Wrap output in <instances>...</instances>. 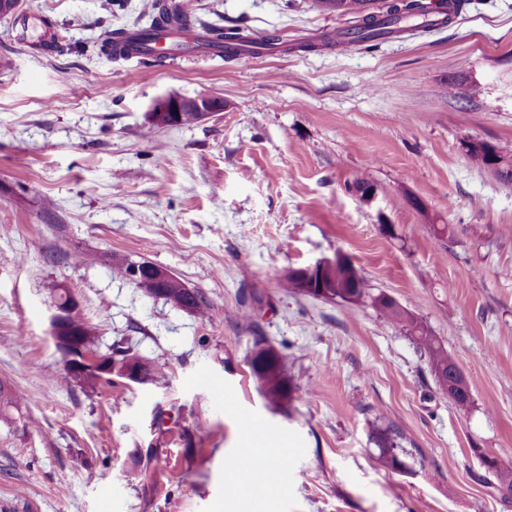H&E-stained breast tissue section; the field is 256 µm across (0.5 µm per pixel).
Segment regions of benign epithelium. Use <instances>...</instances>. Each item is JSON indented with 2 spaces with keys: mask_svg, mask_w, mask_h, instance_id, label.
Wrapping results in <instances>:
<instances>
[{
  "mask_svg": "<svg viewBox=\"0 0 512 512\" xmlns=\"http://www.w3.org/2000/svg\"><path fill=\"white\" fill-rule=\"evenodd\" d=\"M216 105L217 99L210 95L183 97L167 94L153 101L147 119L157 128H167L174 126L175 120L183 112L191 111L196 114L198 120L203 121L212 114ZM339 265L349 266V260L340 252L331 258H320L305 267L291 269L289 274L298 278L305 287L313 288L316 284L323 282L325 276ZM144 272L154 278L157 284L156 296L159 298L166 296L168 283L174 273L153 263L144 266L139 261H132L129 265V281L138 282ZM78 310L79 303L74 298L65 306L54 302L50 316V335L71 377L79 379L95 370L105 379L117 375L131 382L143 380L139 369L121 364L116 359L102 354L99 349L93 348L90 343L84 341L83 337L77 335L75 329L79 325ZM442 383L450 400L467 392L466 378L456 364L448 369V375L442 378Z\"/></svg>",
  "mask_w": 512,
  "mask_h": 512,
  "instance_id": "benign-epithelium-1",
  "label": "benign epithelium"
}]
</instances>
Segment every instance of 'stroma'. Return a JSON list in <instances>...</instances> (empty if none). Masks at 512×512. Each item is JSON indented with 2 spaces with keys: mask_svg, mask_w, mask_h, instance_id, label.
<instances>
[{
  "mask_svg": "<svg viewBox=\"0 0 512 512\" xmlns=\"http://www.w3.org/2000/svg\"><path fill=\"white\" fill-rule=\"evenodd\" d=\"M194 3L275 48L152 66L97 49L148 0H21L70 46L35 56L0 16L13 61L0 71V381L22 396L0 416V512H512L482 462L512 456V182L462 148L479 139L512 157V0H476L374 53L319 46L349 19L316 0ZM169 93L224 108L150 128ZM339 252L456 357L466 411L408 329L367 303L283 288L288 270ZM124 257L198 289L208 316L143 296ZM61 288L101 346L133 347L156 380L87 391L60 378ZM259 340L285 356L286 404L251 375ZM245 414L288 446L286 492L260 503L228 490ZM386 427L402 470L379 457Z\"/></svg>",
  "mask_w": 512,
  "mask_h": 512,
  "instance_id": "stroma-1",
  "label": "stroma"
}]
</instances>
